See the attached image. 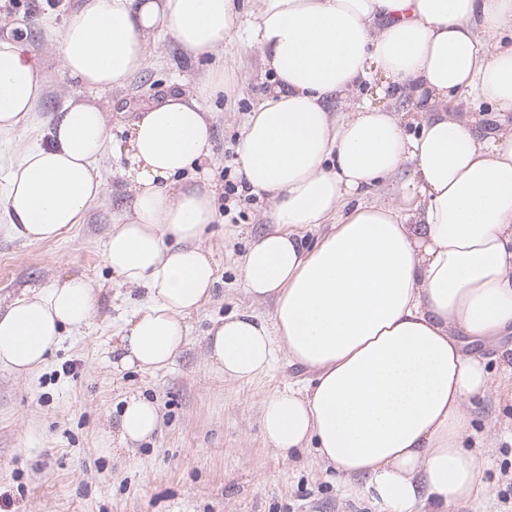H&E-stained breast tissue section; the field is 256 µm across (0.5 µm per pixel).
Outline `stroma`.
Instances as JSON below:
<instances>
[{"label":"stroma","instance_id":"1","mask_svg":"<svg viewBox=\"0 0 512 512\" xmlns=\"http://www.w3.org/2000/svg\"><path fill=\"white\" fill-rule=\"evenodd\" d=\"M81 0H0V41L24 37L50 53L69 11ZM165 34L151 38L145 68L128 87L100 94L111 139L98 160L105 191L82 222L57 240L30 242L0 223V306L29 286L51 287L80 278L93 288L98 311L85 325L64 331L45 364L19 376L0 366V512H385L374 491H350L324 470L310 449L284 457L261 431L264 397L297 387L303 370L280 357L248 383L225 380L208 357L206 333L225 315L250 308L240 259L265 230L266 197L235 195L230 215L210 225L203 240L217 268L210 302L186 317L188 342L168 367L112 366V341L121 323L146 298L144 288L121 282L104 261L112 214L131 207L128 168L131 126L140 106L171 89H189L198 70ZM222 96L206 100L213 112V158L208 178L223 187L237 167L243 123L271 83L260 52L246 37L224 45ZM58 85L66 78L59 74ZM139 395L160 411V427L134 448L112 447L124 400ZM486 459L487 493L448 512H512V437L497 435L479 449Z\"/></svg>","mask_w":512,"mask_h":512}]
</instances>
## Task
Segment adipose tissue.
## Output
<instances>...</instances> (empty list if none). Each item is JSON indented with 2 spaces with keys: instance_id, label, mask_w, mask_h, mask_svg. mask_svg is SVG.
I'll list each match as a JSON object with an SVG mask.
<instances>
[{
  "instance_id": "obj_1",
  "label": "adipose tissue",
  "mask_w": 512,
  "mask_h": 512,
  "mask_svg": "<svg viewBox=\"0 0 512 512\" xmlns=\"http://www.w3.org/2000/svg\"><path fill=\"white\" fill-rule=\"evenodd\" d=\"M250 43L272 72L249 116L238 176L272 202L271 230L242 264L252 301L215 323L209 354L230 381L249 382L278 354L306 383L263 399L261 425L282 455L311 448L336 475L364 480L387 512H448L483 491L468 447L474 398L492 387L486 357L466 342L512 335V123L484 136L473 119L436 111L466 93L512 112V0H257ZM238 0H84L68 14L57 54L79 89L124 88L165 33L190 65L212 64L193 89L173 91L133 123L127 178L132 210L114 218L104 260L145 288L112 347L113 367L167 366L187 342L183 319L211 299L215 267L201 240L218 216L206 177L224 91L214 66L237 34ZM410 100L406 118L365 102L331 110L364 81ZM50 78L23 41L0 42V214L10 233L46 242L79 223L104 193L96 167L109 138L105 111L67 96L41 119ZM45 140L19 141L35 124ZM413 162L420 207L362 197ZM330 223L310 243L299 228ZM96 313L92 288L71 279L23 293L0 312V366L40 367L65 328ZM157 407L126 399L120 447L148 439Z\"/></svg>"
}]
</instances>
